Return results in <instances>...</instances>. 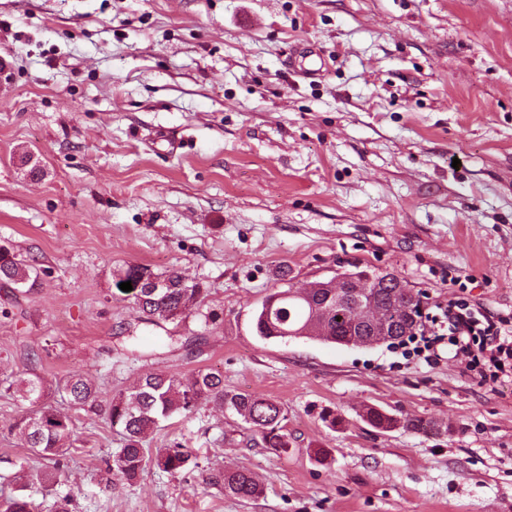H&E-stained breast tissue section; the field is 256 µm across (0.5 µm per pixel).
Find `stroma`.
<instances>
[{
    "label": "stroma",
    "instance_id": "stroma-1",
    "mask_svg": "<svg viewBox=\"0 0 512 512\" xmlns=\"http://www.w3.org/2000/svg\"><path fill=\"white\" fill-rule=\"evenodd\" d=\"M312 50L328 66L308 77ZM1 54L0 244L40 279L16 299L0 288V373L85 370L100 390L91 407L50 400L79 440L45 504L512 512V381L383 345L265 342L252 321L272 289L351 262L397 273L424 312L457 277L512 320V0H0ZM25 149L42 177L20 170ZM131 264L202 284L203 305L138 319L115 286ZM201 369L280 402L290 453L247 446L240 419L209 404L146 442L182 441L199 461L188 476L113 477L110 398ZM368 407L397 426H370ZM25 408L0 385V501L16 462L51 467L11 429ZM415 418L436 432L407 428ZM234 467L261 497L225 495Z\"/></svg>",
    "mask_w": 512,
    "mask_h": 512
}]
</instances>
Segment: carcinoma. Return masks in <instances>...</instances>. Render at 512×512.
Listing matches in <instances>:
<instances>
[{"label": "carcinoma", "mask_w": 512, "mask_h": 512, "mask_svg": "<svg viewBox=\"0 0 512 512\" xmlns=\"http://www.w3.org/2000/svg\"><path fill=\"white\" fill-rule=\"evenodd\" d=\"M39 271L32 260L22 257L7 245L0 244V287L19 294L34 290ZM131 282L139 318L158 323L188 317L197 310L207 293L198 283L186 281L176 271L155 273L143 265H130L118 282ZM366 288L381 317L388 322L385 341L393 342L413 333L421 318L420 295L409 288L396 273L376 271L359 264L339 272L328 281L314 282L308 288H277L257 306L253 326L264 341L311 338L342 346H366L373 339V317L355 306L357 290ZM13 394L29 403L18 417L13 430L23 439L33 455L53 462L54 469L36 480L38 484L59 480L60 457L76 442V425L72 417L47 403L51 388L35 371L10 381ZM56 390L69 403L83 408L98 398V387L88 374L76 371ZM216 404L239 417L248 425L250 443L282 456L289 453L293 441L284 421L287 413L279 402L263 396L224 388V376L199 370L188 381L166 372L151 373L125 392L112 396L108 419L121 429L123 447L112 454L109 469L131 483L150 465L173 476L184 475L198 466L192 453L177 441L150 452L144 448L147 434L161 422L176 415L191 413L203 405ZM363 419L378 429H391L397 420L374 408L366 409ZM224 494L239 498L259 497L263 490L254 474L246 469H229L222 474ZM23 480L24 493L6 500L3 512H38L39 505L26 493L29 483Z\"/></svg>", "instance_id": "obj_1"}]
</instances>
